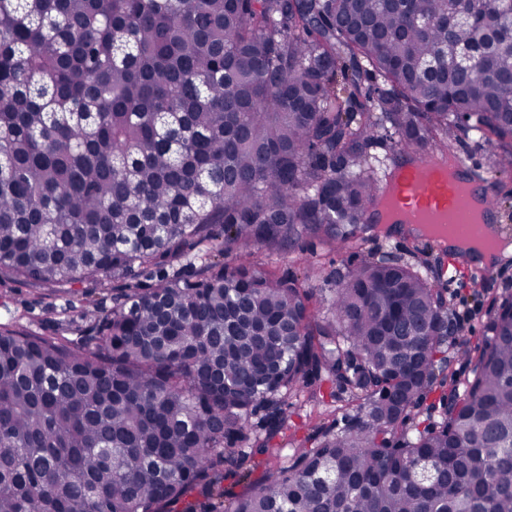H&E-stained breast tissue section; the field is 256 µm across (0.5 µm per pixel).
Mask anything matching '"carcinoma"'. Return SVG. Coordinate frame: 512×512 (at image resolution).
<instances>
[{
    "label": "carcinoma",
    "instance_id": "carcinoma-1",
    "mask_svg": "<svg viewBox=\"0 0 512 512\" xmlns=\"http://www.w3.org/2000/svg\"><path fill=\"white\" fill-rule=\"evenodd\" d=\"M511 31L512 0H0V280L122 285L74 338L0 324V512H512V296L450 384L447 273L362 223L383 134L512 170ZM217 224L222 255L314 236L350 266L321 313L250 263L170 272ZM325 383L356 414L281 457ZM486 145L477 141L473 136H460V141L454 146V154H458L468 163H472L480 173H488L485 168ZM407 234L408 233L405 230H403V231H399L397 233H392L387 237H382V235H381L377 239H375V238L369 239L366 242L365 247L370 250H376L378 248L385 249L386 247L391 248V250H393L398 255H402L405 259L411 260V258H410L411 254H409V251H413L412 241L411 240L403 241V238ZM399 240H401V241H399ZM440 394L441 390L439 388L433 389L421 407L415 411L418 413L416 421L417 423H420L421 429H423L428 424H434L437 420L440 419L438 416L440 411ZM289 402L293 404L288 407V429L272 441L275 448H284L281 453L288 458L299 448L311 447L306 440L319 424V420L314 418L313 403L307 402L305 397H294Z\"/></svg>",
    "mask_w": 512,
    "mask_h": 512
}]
</instances>
